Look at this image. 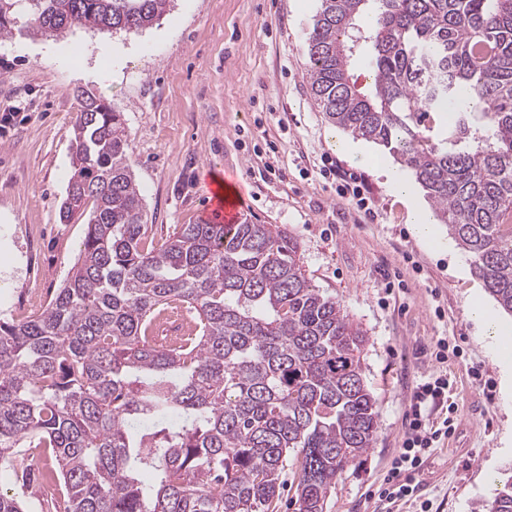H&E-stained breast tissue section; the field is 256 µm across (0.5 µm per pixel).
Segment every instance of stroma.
Listing matches in <instances>:
<instances>
[{
	"instance_id": "1",
	"label": "stroma",
	"mask_w": 512,
	"mask_h": 512,
	"mask_svg": "<svg viewBox=\"0 0 512 512\" xmlns=\"http://www.w3.org/2000/svg\"><path fill=\"white\" fill-rule=\"evenodd\" d=\"M319 8L320 0H170L136 32L0 39V112L16 114L0 127V316L26 320L25 290L53 297L75 262L87 226L61 223L59 211L77 96L92 93L122 114L149 243L203 222L206 179L222 175L245 198V217L293 237L306 277L365 331L379 428L330 489L325 512H412L379 491L417 382L442 366L429 353L440 337L456 348L447 363L455 431L425 463L418 495L432 512H474L512 476L501 352L469 315L496 304L472 257L417 238L376 166L344 151L351 134L329 123L308 85L306 40ZM327 158L362 181L377 220L360 217L321 176ZM475 368L492 390L474 382Z\"/></svg>"
}]
</instances>
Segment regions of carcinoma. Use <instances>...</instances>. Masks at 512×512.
Here are the masks:
<instances>
[{"label": "carcinoma", "mask_w": 512, "mask_h": 512, "mask_svg": "<svg viewBox=\"0 0 512 512\" xmlns=\"http://www.w3.org/2000/svg\"><path fill=\"white\" fill-rule=\"evenodd\" d=\"M168 2L0 0V38L21 17L45 40L138 31ZM307 65L328 121L415 175L511 316L512 0H320ZM74 133L60 216L88 232L44 309L0 319V471L45 449L63 512H274L290 466L297 512H325L378 428L366 333L270 224H185L147 246L121 112L84 92ZM171 302L197 329L177 347L154 336ZM482 509L512 512V481ZM0 512L25 495L0 490Z\"/></svg>", "instance_id": "1"}]
</instances>
